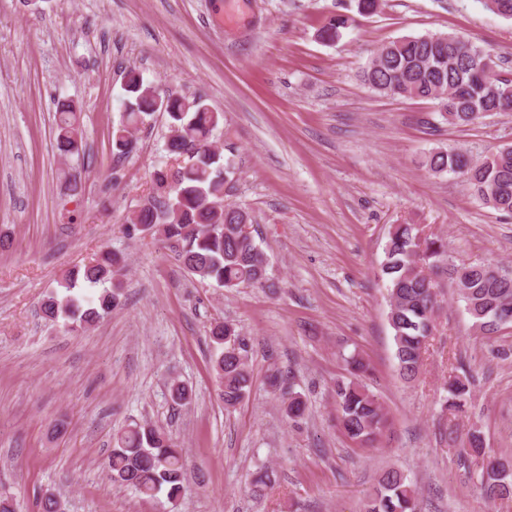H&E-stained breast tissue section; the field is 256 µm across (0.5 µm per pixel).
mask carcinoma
Masks as SVG:
<instances>
[{
	"instance_id": "obj_1",
	"label": "carcinoma",
	"mask_w": 512,
	"mask_h": 512,
	"mask_svg": "<svg viewBox=\"0 0 512 512\" xmlns=\"http://www.w3.org/2000/svg\"><path fill=\"white\" fill-rule=\"evenodd\" d=\"M484 8L512 19V0H481ZM382 0H349L344 11L330 16L319 30L325 43L341 39L360 15L378 12ZM495 62L481 46L455 33L426 32L382 43L362 69L364 82L375 92L409 99L429 100L448 123L470 125L476 112L512 110V77L494 73ZM130 95L121 121L112 131V153L123 157L132 150L128 130H140L155 114L156 94L134 69L125 74ZM168 162L154 171L147 202L126 217L130 233L148 232L190 275L232 290L264 287L269 262L254 239L241 234L240 224H253L246 208L224 203V185L230 164L220 152L210 151L224 122V113L212 110L201 96L168 95ZM56 146L65 159L83 153L81 113L62 102L56 112ZM423 166L433 175L464 177L473 196L495 211L512 215V146L476 161L465 150L429 152ZM414 224H396L384 245L378 278L385 284L389 304L394 357L400 377L411 382L422 366L426 343L436 329L440 307V277L448 279L458 300L485 337L512 324V280H498L481 262H456L447 244L430 235L417 241ZM123 254L104 249L89 262L66 270L57 289L42 303L46 320L75 329L89 327L122 306ZM215 349L213 370L219 397L227 410L249 392L248 343L236 328L215 323L209 333ZM348 376L336 380L334 394L338 421L354 442L369 445L382 436L388 420L383 403L363 383L370 365L357 353L347 358ZM472 375L467 371L448 377L447 407L461 411L470 397ZM306 403L288 392L287 415L302 416ZM481 433H470L460 458L484 455ZM512 457H489L481 473L484 497L494 502L512 498ZM107 469L112 481L130 487L142 498L166 491L180 497L186 480L183 449L165 431L148 424H130L113 436ZM364 512H418L417 492L398 469L384 471L364 501Z\"/></svg>"
}]
</instances>
